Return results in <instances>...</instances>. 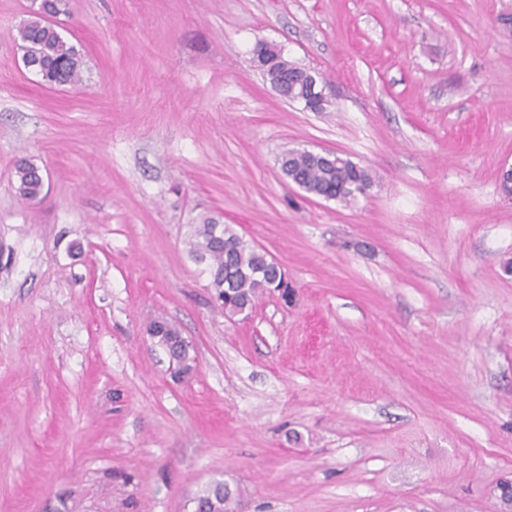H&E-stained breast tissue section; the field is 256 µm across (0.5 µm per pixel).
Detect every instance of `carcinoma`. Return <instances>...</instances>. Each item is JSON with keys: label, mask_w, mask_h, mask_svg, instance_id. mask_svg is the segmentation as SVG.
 <instances>
[{"label": "carcinoma", "mask_w": 512, "mask_h": 512, "mask_svg": "<svg viewBox=\"0 0 512 512\" xmlns=\"http://www.w3.org/2000/svg\"><path fill=\"white\" fill-rule=\"evenodd\" d=\"M67 0H42V9L34 10L17 29L23 59L49 85L62 82L73 85L80 81V53L68 43L49 21L52 14L67 13ZM270 54L277 58L275 66L264 77L278 87L285 99L298 96L297 83L304 77L302 67L288 61L278 47ZM282 172L307 193L344 203L354 202L372 185L371 172L354 162L336 165L318 154L301 149L289 150L279 159ZM18 190L22 197L40 196L44 179L40 170L21 159L16 169ZM190 255L206 264L208 287L224 314L234 317L252 309L266 294L279 292L288 300L289 285L281 269L274 265L266 252L239 236L228 224L213 216L194 226L189 238ZM155 337L166 347L171 358L187 359L188 346L178 329L164 321H152ZM236 491L224 481H216L192 499L195 512H232Z\"/></svg>", "instance_id": "obj_1"}]
</instances>
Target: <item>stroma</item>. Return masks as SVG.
<instances>
[{
	"mask_svg": "<svg viewBox=\"0 0 512 512\" xmlns=\"http://www.w3.org/2000/svg\"><path fill=\"white\" fill-rule=\"evenodd\" d=\"M29 5L0 0V512H193L216 479L247 512H499L512 0H69L61 87L23 65ZM260 41L321 75L326 111L278 96ZM297 148L374 183L308 194L280 170ZM211 215L292 303L214 305L188 253ZM16 173L20 195L26 199L39 197L44 186V179L40 170L28 161L21 159L17 163ZM154 328L155 338L166 347L172 359L184 361L187 359L188 346L181 338L178 329L164 321L154 320L151 322Z\"/></svg>",
	"mask_w": 512,
	"mask_h": 512,
	"instance_id": "1",
	"label": "stroma"
}]
</instances>
